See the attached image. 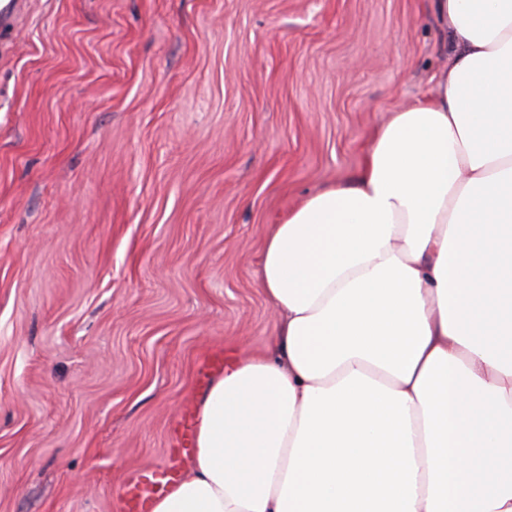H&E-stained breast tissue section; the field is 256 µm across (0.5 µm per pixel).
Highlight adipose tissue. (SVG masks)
Returning a JSON list of instances; mask_svg holds the SVG:
<instances>
[{
  "label": "adipose tissue",
  "mask_w": 512,
  "mask_h": 512,
  "mask_svg": "<svg viewBox=\"0 0 512 512\" xmlns=\"http://www.w3.org/2000/svg\"><path fill=\"white\" fill-rule=\"evenodd\" d=\"M433 8V95L274 225L273 345L198 398L152 512H512V0Z\"/></svg>",
  "instance_id": "adipose-tissue-1"
}]
</instances>
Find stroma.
Returning <instances> with one entry per match:
<instances>
[{
	"instance_id": "1",
	"label": "stroma",
	"mask_w": 512,
	"mask_h": 512,
	"mask_svg": "<svg viewBox=\"0 0 512 512\" xmlns=\"http://www.w3.org/2000/svg\"><path fill=\"white\" fill-rule=\"evenodd\" d=\"M450 55L431 0H30L0 37V512H125L273 224Z\"/></svg>"
}]
</instances>
